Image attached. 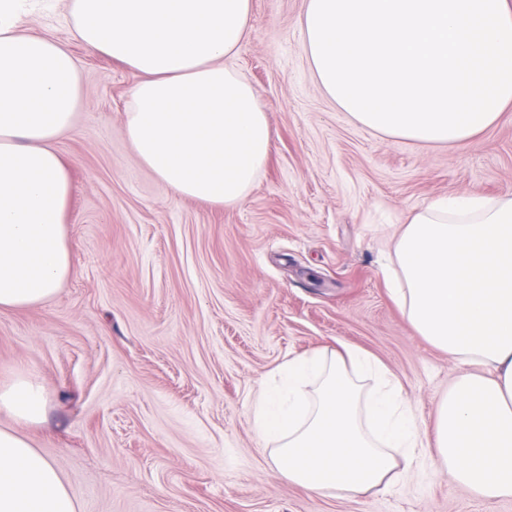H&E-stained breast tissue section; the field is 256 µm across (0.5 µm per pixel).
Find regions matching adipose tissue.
<instances>
[{"instance_id":"1","label":"adipose tissue","mask_w":512,"mask_h":512,"mask_svg":"<svg viewBox=\"0 0 512 512\" xmlns=\"http://www.w3.org/2000/svg\"><path fill=\"white\" fill-rule=\"evenodd\" d=\"M56 0H0V311L50 299L72 273V184L55 147L82 100L66 44L22 17ZM76 38L137 72L124 114L140 162L176 198L233 207L265 169L271 129L233 65L252 0H67ZM309 68L360 125L459 145L512 109V0H306ZM508 71L485 95L481 76ZM471 111H462L464 97ZM391 296L415 331L463 366L422 427L383 364L350 345L280 364L253 404L274 466L316 495L354 497L406 481L425 449L473 496L512 498V198L434 200L395 241ZM48 392L23 373L0 385V512H76L53 460L23 428Z\"/></svg>"}]
</instances>
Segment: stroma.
<instances>
[{
  "instance_id": "35a3bbf8",
  "label": "stroma",
  "mask_w": 512,
  "mask_h": 512,
  "mask_svg": "<svg viewBox=\"0 0 512 512\" xmlns=\"http://www.w3.org/2000/svg\"><path fill=\"white\" fill-rule=\"evenodd\" d=\"M234 65L272 129L270 159L232 208L176 200L137 160L124 112L138 75L73 33L64 8L24 17L66 44L83 102L55 144L73 184L74 269L45 303L0 311V384L50 399L25 435L76 512H512L422 463L402 486L317 496L274 469L252 424L288 358L343 342L402 383L425 429L461 368L407 323L384 270L407 217L443 196L512 197V111L464 145L371 131L313 78L305 0H252Z\"/></svg>"
}]
</instances>
